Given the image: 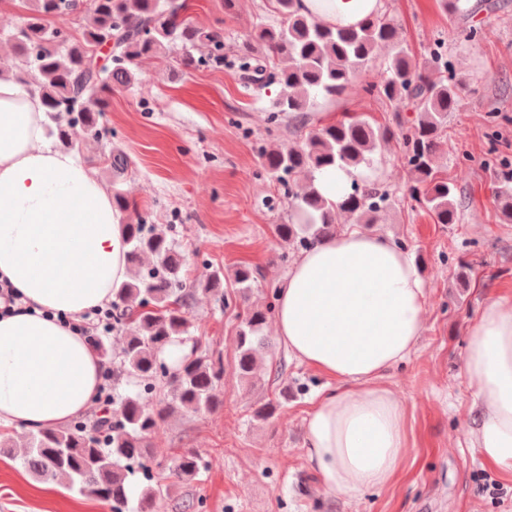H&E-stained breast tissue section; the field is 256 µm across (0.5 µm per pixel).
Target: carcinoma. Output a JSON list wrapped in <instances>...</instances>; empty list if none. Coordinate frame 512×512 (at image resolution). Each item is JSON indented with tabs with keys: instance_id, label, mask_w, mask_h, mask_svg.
<instances>
[{
	"instance_id": "1",
	"label": "carcinoma",
	"mask_w": 512,
	"mask_h": 512,
	"mask_svg": "<svg viewBox=\"0 0 512 512\" xmlns=\"http://www.w3.org/2000/svg\"><path fill=\"white\" fill-rule=\"evenodd\" d=\"M21 21L10 36L14 54L29 70L19 78L36 85L52 125L48 134L71 146L70 131L80 127L86 137L99 140L106 134L101 124L107 99L104 94L135 80L134 67L143 57H158L171 45L186 51L189 63L205 67L224 59V38L217 31L199 29L179 14L186 3L172 0H91L93 24L82 37L63 41L53 36L47 18L71 12L75 0H15ZM280 21L255 27L244 50L256 51L266 72L277 65L274 78L280 91L274 112L308 125L309 109L317 97L336 100L355 74L368 66L382 45L391 47L380 85L366 89L394 111H411L415 117L398 130L374 125L364 113H353L335 123L320 125L294 144L264 149L265 168L288 188L289 205L296 220L273 226L274 235L308 248L337 232L336 212L358 224H374L387 208L390 194L364 177L334 202L314 186V173L328 168H370L373 154L390 137L401 141L402 159L413 175L408 192L426 209L436 224L458 219L457 188L438 176V156L447 135L448 114L458 105V83L452 64L444 58V44L432 47L431 67L416 68L402 45L398 27L386 16H369L352 26L328 24L304 11L302 0H274ZM114 40L110 65L99 71L88 66L93 49ZM204 45L207 52L194 57ZM109 169L113 183L126 169L120 155L90 160ZM498 182V201L512 216V167L507 160L489 165ZM306 188L294 190L297 179ZM127 259L131 281L118 289L112 305L119 311L116 331L123 342L120 355L110 358L105 344L97 351L112 360V377H125L135 391L116 395L112 415L98 423L78 421L63 429L32 432L22 455L24 467L36 476L63 488L110 505L111 512H152L154 503L172 493L177 483L192 479L205 468L203 458L187 449L172 467L173 481H155L147 451V438L177 409L195 414L214 411L221 403L224 363L199 352L175 361L164 356L167 347L182 344L190 333V306L197 289L186 282L183 262L173 239L147 224L143 217L126 225ZM154 262L142 271L141 258ZM258 272L248 266L234 271V284L246 293ZM272 307L247 310L238 333L237 378L254 384L256 362L265 345L261 336ZM167 399L152 404L160 392Z\"/></svg>"
}]
</instances>
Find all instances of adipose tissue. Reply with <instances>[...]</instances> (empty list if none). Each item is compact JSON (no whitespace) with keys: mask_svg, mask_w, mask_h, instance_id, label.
<instances>
[{"mask_svg":"<svg viewBox=\"0 0 512 512\" xmlns=\"http://www.w3.org/2000/svg\"><path fill=\"white\" fill-rule=\"evenodd\" d=\"M350 26L383 0H303ZM37 93L0 77V284L23 309L0 315V424L54 429L85 413L106 362L59 321L108 305L129 279L125 227L94 168L44 137ZM427 296L408 251L343 229L300 253L279 289L275 328L289 356L334 379L304 422L320 491L355 497L391 485L407 449L406 412L386 382L418 345ZM469 428L491 466L512 472V296L489 299L469 331Z\"/></svg>","mask_w":512,"mask_h":512,"instance_id":"adipose-tissue-1","label":"adipose tissue"}]
</instances>
